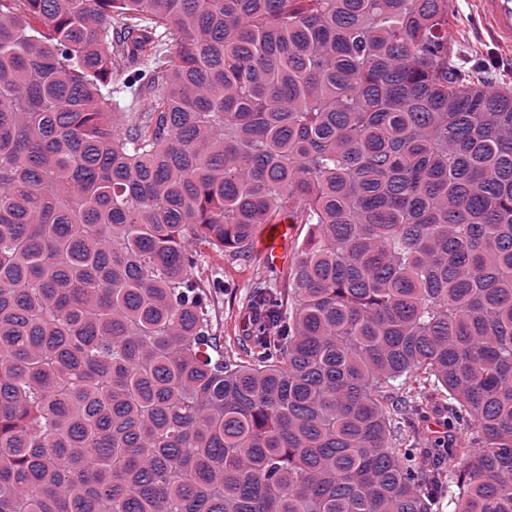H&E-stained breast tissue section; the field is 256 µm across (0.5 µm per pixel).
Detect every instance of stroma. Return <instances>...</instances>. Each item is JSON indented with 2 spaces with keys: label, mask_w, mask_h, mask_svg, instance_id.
<instances>
[{
  "label": "stroma",
  "mask_w": 512,
  "mask_h": 512,
  "mask_svg": "<svg viewBox=\"0 0 512 512\" xmlns=\"http://www.w3.org/2000/svg\"><path fill=\"white\" fill-rule=\"evenodd\" d=\"M454 16L448 41L466 65L484 62L491 66L497 83L512 87V48L496 44L483 29L476 0H448ZM310 232L309 225L293 224L288 230V259L278 267L263 258L260 244H253L246 255L218 251L200 245L196 277L211 284L212 327L226 357H244L255 326L250 296L257 283L265 282L278 290L288 286L297 253Z\"/></svg>",
  "instance_id": "1"
}]
</instances>
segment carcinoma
Here are the masks:
<instances>
[{
	"instance_id": "1",
	"label": "carcinoma",
	"mask_w": 512,
	"mask_h": 512,
	"mask_svg": "<svg viewBox=\"0 0 512 512\" xmlns=\"http://www.w3.org/2000/svg\"><path fill=\"white\" fill-rule=\"evenodd\" d=\"M449 15L0 0V512H512V89ZM282 213L226 358L193 245Z\"/></svg>"
}]
</instances>
